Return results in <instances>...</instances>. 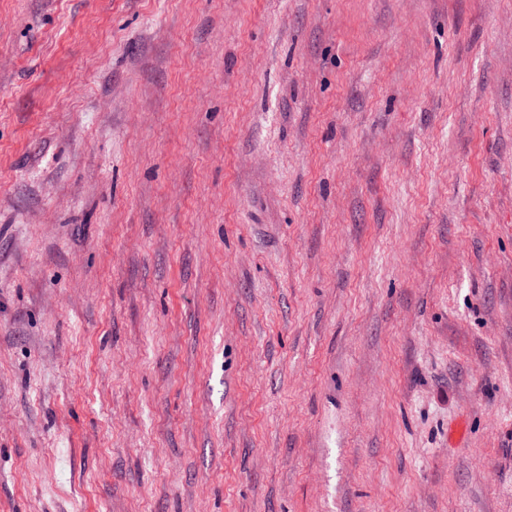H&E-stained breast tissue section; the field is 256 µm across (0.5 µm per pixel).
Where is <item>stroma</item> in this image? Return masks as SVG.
<instances>
[{"label": "stroma", "mask_w": 512, "mask_h": 512, "mask_svg": "<svg viewBox=\"0 0 512 512\" xmlns=\"http://www.w3.org/2000/svg\"><path fill=\"white\" fill-rule=\"evenodd\" d=\"M0 512H512V0H0Z\"/></svg>", "instance_id": "stroma-1"}]
</instances>
